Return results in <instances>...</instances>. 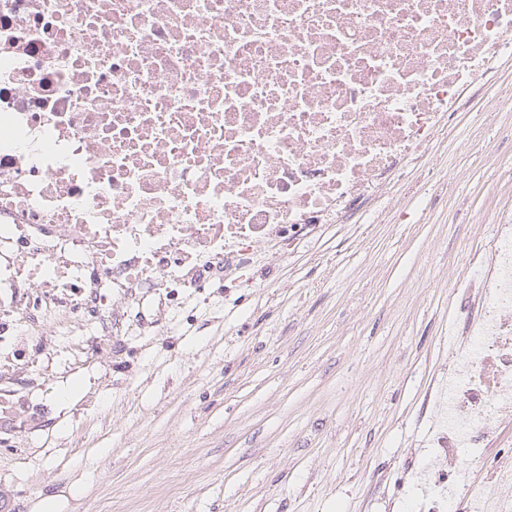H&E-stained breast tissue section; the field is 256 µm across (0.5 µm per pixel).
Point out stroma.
<instances>
[{
	"label": "stroma",
	"mask_w": 512,
	"mask_h": 512,
	"mask_svg": "<svg viewBox=\"0 0 512 512\" xmlns=\"http://www.w3.org/2000/svg\"><path fill=\"white\" fill-rule=\"evenodd\" d=\"M369 215L276 246L165 336L6 337L0 496L11 512H384L408 497L454 286L512 212V137L487 93ZM71 386L63 403L55 390Z\"/></svg>",
	"instance_id": "1"
}]
</instances>
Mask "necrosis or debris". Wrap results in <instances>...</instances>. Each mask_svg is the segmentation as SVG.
Instances as JSON below:
<instances>
[{"label":"necrosis or debris","mask_w":512,"mask_h":512,"mask_svg":"<svg viewBox=\"0 0 512 512\" xmlns=\"http://www.w3.org/2000/svg\"><path fill=\"white\" fill-rule=\"evenodd\" d=\"M512 0H0V335L140 333L343 224L497 87ZM456 290L401 512H512V222ZM40 304L28 303L30 289Z\"/></svg>","instance_id":"1"}]
</instances>
